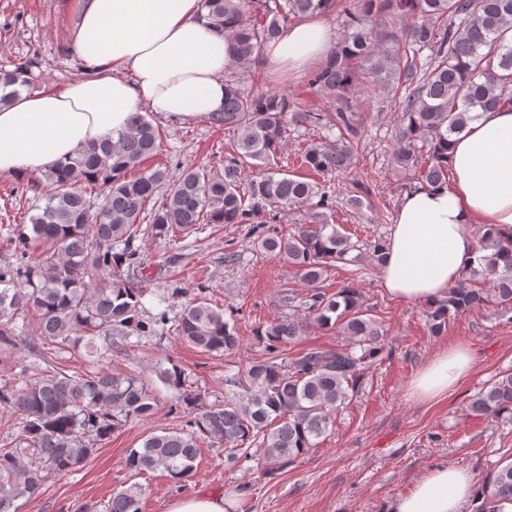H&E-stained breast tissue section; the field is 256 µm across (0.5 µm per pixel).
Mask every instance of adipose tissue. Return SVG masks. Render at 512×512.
Returning a JSON list of instances; mask_svg holds the SVG:
<instances>
[{
    "instance_id": "adipose-tissue-1",
    "label": "adipose tissue",
    "mask_w": 512,
    "mask_h": 512,
    "mask_svg": "<svg viewBox=\"0 0 512 512\" xmlns=\"http://www.w3.org/2000/svg\"><path fill=\"white\" fill-rule=\"evenodd\" d=\"M63 3L71 14L70 49L84 73L63 89L24 92L0 108V176L51 170L115 135L145 106L179 121L223 111L232 61L200 0ZM334 42L333 29L311 18L284 27L265 62L298 75L320 63ZM448 156L449 186L406 193L397 206L381 268L393 298H445L476 258V227H512V110L478 112L452 136ZM473 361L464 344L440 352L412 380V395L432 401L447 394ZM477 486L469 468L440 463L391 512H463Z\"/></svg>"
}]
</instances>
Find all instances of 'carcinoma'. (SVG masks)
<instances>
[{"instance_id":"carcinoma-1","label":"carcinoma","mask_w":512,"mask_h":512,"mask_svg":"<svg viewBox=\"0 0 512 512\" xmlns=\"http://www.w3.org/2000/svg\"><path fill=\"white\" fill-rule=\"evenodd\" d=\"M212 26L227 39L234 63L258 61L280 29L295 18L336 13L344 36L312 72L310 85L334 103L318 112L283 91L245 92L225 79L224 111L212 122L237 133L224 174L189 166L175 177L156 168L130 172L160 149L159 129L143 112L127 127L93 144L56 169L26 179L36 192L29 223L17 224L9 242L15 261L0 264V345L29 341L47 355L74 349L87 335L101 334L107 349L129 338L151 336L167 312L142 318L148 293L146 259L137 241L179 231L184 237L204 224H248L261 252L292 267L309 292L286 293L281 318L258 329L268 356L226 379L221 403L206 404L188 389L177 364L164 372L187 414L184 426L145 438L126 458L138 473L163 470L184 487L193 476L200 441L224 443L229 455L262 457L283 466L317 447L332 417L362 387L378 360L381 326L349 285L334 293L321 283L328 264L364 251L385 261L386 237L352 240L330 222L335 190L304 181L274 166L286 138L301 128L318 135L303 155L308 168L343 173L354 164L362 118L351 98L357 88L398 99L400 117L391 154L393 166L413 173L415 187L448 184L450 138L474 119L472 112L512 109V0H200ZM32 65L0 69V106L30 86ZM260 162V170H246ZM168 185L161 196L159 188ZM304 212L283 233L269 225L280 214ZM477 265L450 291L429 305L431 332L454 314L494 299L512 305V231L487 229L478 239ZM138 273V279L124 277ZM489 287H483V284ZM34 311L38 334H18L16 316ZM337 329L352 341L345 349H306L291 359L284 348L310 324ZM180 340L207 353L231 354L240 337L224 310L207 299L186 304L179 315ZM156 405L151 389L136 376L114 377L46 370L0 385V408L23 431V442L0 448V512L41 494L52 475L81 469L127 421L149 417ZM469 410L475 417L512 421V372L479 391ZM142 486L116 490L105 512H141ZM474 512H502L512 503V459L495 464L474 496Z\"/></svg>"}]
</instances>
